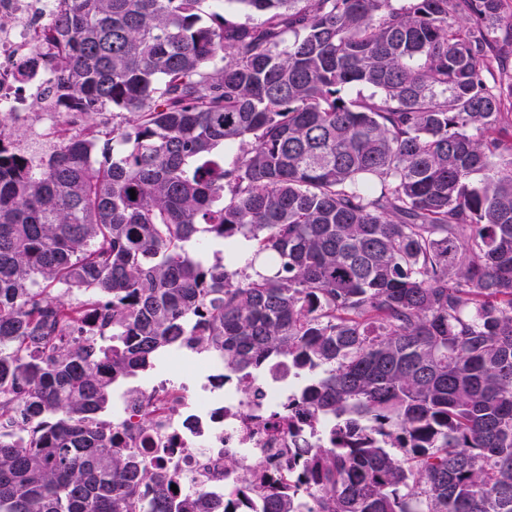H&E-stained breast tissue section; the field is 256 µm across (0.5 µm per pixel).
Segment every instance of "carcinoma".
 Masks as SVG:
<instances>
[{"mask_svg": "<svg viewBox=\"0 0 512 512\" xmlns=\"http://www.w3.org/2000/svg\"><path fill=\"white\" fill-rule=\"evenodd\" d=\"M61 2L59 106L124 121L0 136V512H238L101 418L172 350L287 364L308 512H512V4Z\"/></svg>", "mask_w": 512, "mask_h": 512, "instance_id": "1", "label": "carcinoma"}]
</instances>
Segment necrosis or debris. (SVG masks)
<instances>
[{
	"mask_svg": "<svg viewBox=\"0 0 512 512\" xmlns=\"http://www.w3.org/2000/svg\"><path fill=\"white\" fill-rule=\"evenodd\" d=\"M59 7L60 0H0V14L12 19L0 29V133L23 129L50 149L76 132L51 96L55 77L44 64L54 53L44 30ZM33 99L43 100L42 112H30ZM222 373L214 361L204 380L172 381L136 401L117 396L112 433L173 473L179 493L204 489L230 502L254 479L256 464L274 484L287 483L289 449L313 442L322 428L313 414L286 413L292 390L286 368L261 378L226 380ZM228 454L240 458L237 471H224Z\"/></svg>",
	"mask_w": 512,
	"mask_h": 512,
	"instance_id": "4bbe7bcc",
	"label": "necrosis or debris"
}]
</instances>
